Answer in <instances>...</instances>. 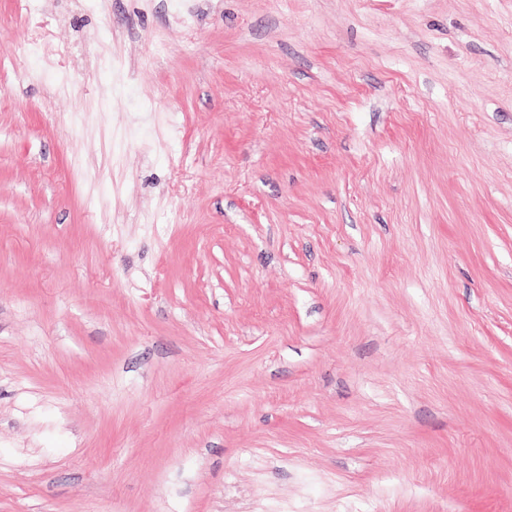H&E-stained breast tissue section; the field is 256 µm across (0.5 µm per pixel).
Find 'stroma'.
I'll return each instance as SVG.
<instances>
[{"label": "stroma", "instance_id": "1", "mask_svg": "<svg viewBox=\"0 0 512 512\" xmlns=\"http://www.w3.org/2000/svg\"><path fill=\"white\" fill-rule=\"evenodd\" d=\"M0 512H512V0H0Z\"/></svg>", "mask_w": 512, "mask_h": 512}]
</instances>
